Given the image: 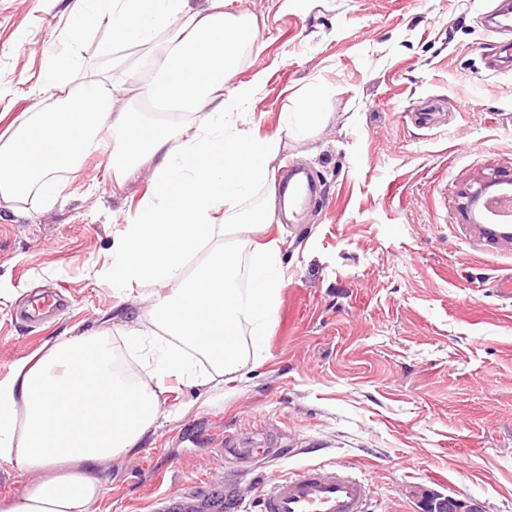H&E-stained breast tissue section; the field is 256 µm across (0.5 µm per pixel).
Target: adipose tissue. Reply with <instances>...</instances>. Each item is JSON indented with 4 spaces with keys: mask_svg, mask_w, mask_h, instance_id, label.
Here are the masks:
<instances>
[{
    "mask_svg": "<svg viewBox=\"0 0 512 512\" xmlns=\"http://www.w3.org/2000/svg\"><path fill=\"white\" fill-rule=\"evenodd\" d=\"M224 6L75 0L67 32L77 43L105 26V56L142 48L154 78L140 96L202 121L136 120L116 107L122 82L94 79L0 144V201L16 207L56 203L62 173L108 140L116 181L150 164V193L112 242V270L119 287L154 291L148 323L45 343L0 377V461L30 478L22 495L0 498V512H89L103 493L99 465L135 453L159 428L169 380L218 387L267 358L282 242L254 247L250 234L274 223L275 200L247 218L239 205L272 178L280 141L234 122L262 81L231 82L259 36Z\"/></svg>",
    "mask_w": 512,
    "mask_h": 512,
    "instance_id": "ef3b65f1",
    "label": "adipose tissue"
}]
</instances>
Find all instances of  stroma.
<instances>
[{"label": "stroma", "instance_id": "1", "mask_svg": "<svg viewBox=\"0 0 512 512\" xmlns=\"http://www.w3.org/2000/svg\"><path fill=\"white\" fill-rule=\"evenodd\" d=\"M503 0H229L260 50L234 82L266 71L237 125L277 136L288 170L317 193L282 237L285 285L267 360L198 394L173 381L172 419L143 448L103 463L90 512H163L224 488V512H263L264 482L304 465H345L370 482L369 512H422L428 494L512 512V243L482 235L460 205L474 180L512 170V32ZM63 0H0V134L49 107L50 53L80 67L68 89L112 76L105 27L70 44ZM318 95L326 120L285 134L286 109ZM104 146L62 177L58 203L0 202V374L46 342L118 326L149 304L112 283V240L149 191V165L122 183ZM66 288L70 308L35 327L15 312L32 290Z\"/></svg>", "mask_w": 512, "mask_h": 512}]
</instances>
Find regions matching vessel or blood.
<instances>
[{"mask_svg": "<svg viewBox=\"0 0 512 512\" xmlns=\"http://www.w3.org/2000/svg\"><path fill=\"white\" fill-rule=\"evenodd\" d=\"M370 486L349 467L304 466L264 484V512H367Z\"/></svg>", "mask_w": 512, "mask_h": 512, "instance_id": "b4317fda", "label": "vessel or blood"}]
</instances>
